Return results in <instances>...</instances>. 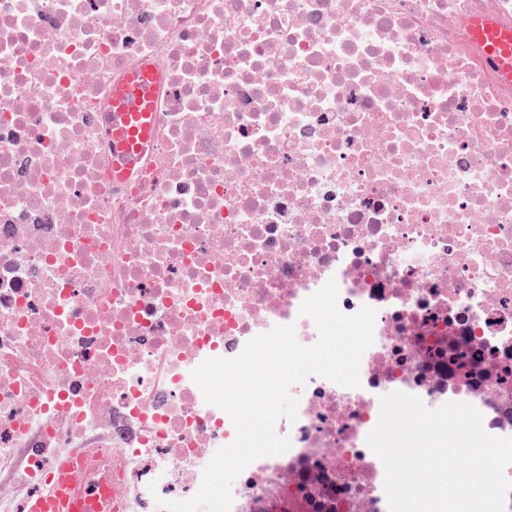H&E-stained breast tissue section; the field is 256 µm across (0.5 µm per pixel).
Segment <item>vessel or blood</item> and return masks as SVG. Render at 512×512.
<instances>
[{
	"mask_svg": "<svg viewBox=\"0 0 512 512\" xmlns=\"http://www.w3.org/2000/svg\"><path fill=\"white\" fill-rule=\"evenodd\" d=\"M472 33L502 72L511 77L512 31L499 29L489 20L477 18L473 21ZM155 80L153 72L144 68L113 91L112 160L115 164L131 165L137 141H145L150 137ZM71 457V452H61L56 471L51 475L52 486L41 495L29 497L25 505L26 512H98V498L75 497L70 493L73 481Z\"/></svg>",
	"mask_w": 512,
	"mask_h": 512,
	"instance_id": "obj_1",
	"label": "vessel or blood"
}]
</instances>
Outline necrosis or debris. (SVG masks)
I'll return each instance as SVG.
<instances>
[{
  "mask_svg": "<svg viewBox=\"0 0 512 512\" xmlns=\"http://www.w3.org/2000/svg\"><path fill=\"white\" fill-rule=\"evenodd\" d=\"M512 0H0V462L62 448L116 512L192 497L236 432L191 372L329 279L376 309L361 385L292 386L231 512H389L394 391L512 437V80L468 28ZM157 77L112 174V90Z\"/></svg>",
  "mask_w": 512,
  "mask_h": 512,
  "instance_id": "4bbe7bcc",
  "label": "necrosis or debris"
}]
</instances>
